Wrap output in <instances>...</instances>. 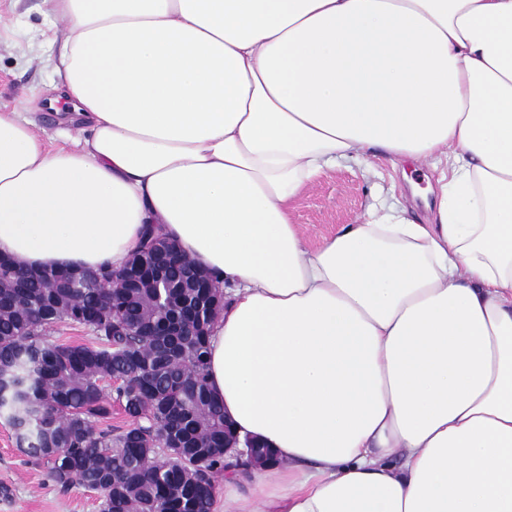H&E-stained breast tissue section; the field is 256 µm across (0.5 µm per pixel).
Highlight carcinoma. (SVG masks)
<instances>
[{"mask_svg": "<svg viewBox=\"0 0 512 512\" xmlns=\"http://www.w3.org/2000/svg\"><path fill=\"white\" fill-rule=\"evenodd\" d=\"M166 278L159 290L106 266L93 278L34 270L23 280L0 256V414L60 489L102 494L104 512H212L214 479L229 467L206 371L220 282L208 274L202 288L176 268ZM175 307L188 335H154ZM60 323L91 341L52 339ZM114 400L124 427L108 424Z\"/></svg>", "mask_w": 512, "mask_h": 512, "instance_id": "cac0c4a2", "label": "carcinoma"}]
</instances>
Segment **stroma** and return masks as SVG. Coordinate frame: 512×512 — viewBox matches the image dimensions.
Here are the masks:
<instances>
[{
	"mask_svg": "<svg viewBox=\"0 0 512 512\" xmlns=\"http://www.w3.org/2000/svg\"><path fill=\"white\" fill-rule=\"evenodd\" d=\"M66 34V21L50 13L46 0H0V108L22 113L44 139L70 147L80 138L77 126L62 130L44 106L56 78L52 42ZM442 170L434 160L398 165L385 157L341 160L306 185L291 203V216L310 248L372 209H403L423 223L434 211ZM102 509L98 493L78 485L60 490L44 467L17 448L11 427L0 418V512Z\"/></svg>",
	"mask_w": 512,
	"mask_h": 512,
	"instance_id": "35a3bbf8",
	"label": "stroma"
}]
</instances>
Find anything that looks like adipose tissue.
Wrapping results in <instances>:
<instances>
[{"instance_id": "obj_1", "label": "adipose tissue", "mask_w": 512, "mask_h": 512, "mask_svg": "<svg viewBox=\"0 0 512 512\" xmlns=\"http://www.w3.org/2000/svg\"><path fill=\"white\" fill-rule=\"evenodd\" d=\"M78 148L0 109V255L120 266L145 225L227 281L208 382L274 466L235 512H512V0H49ZM446 165L432 223L308 250L341 159Z\"/></svg>"}]
</instances>
